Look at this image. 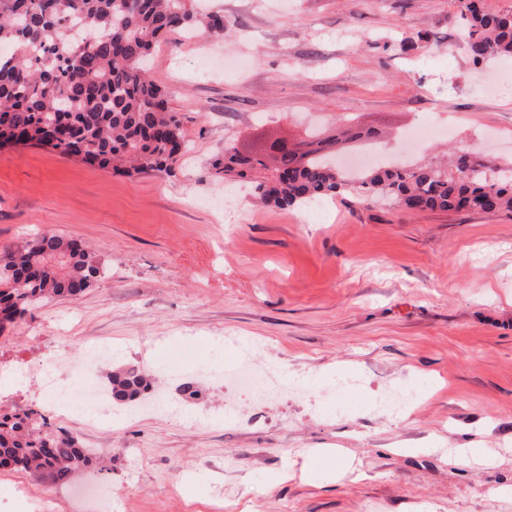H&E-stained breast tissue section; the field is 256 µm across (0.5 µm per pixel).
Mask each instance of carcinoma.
<instances>
[{"label":"carcinoma","mask_w":512,"mask_h":512,"mask_svg":"<svg viewBox=\"0 0 512 512\" xmlns=\"http://www.w3.org/2000/svg\"><path fill=\"white\" fill-rule=\"evenodd\" d=\"M193 0H0V145L47 147L116 173H169L186 148L181 122L166 93L148 75L154 47L174 27L196 35L224 33V17L200 15ZM462 45L476 66L512 58V12L485 11L480 0H458ZM332 143L303 155L278 156L266 173L258 156L224 147L212 175L247 182L264 204L294 208L347 194L360 201L390 200L409 211L469 208L512 212V163L492 160L462 171L465 148L449 164L439 159L400 166L396 161L347 173ZM103 274L78 240L37 235L0 248V315L13 325L58 298H76ZM112 396L136 401L145 375L110 377ZM94 452L70 433L28 410H0V468L46 472L56 481L91 466Z\"/></svg>","instance_id":"1"}]
</instances>
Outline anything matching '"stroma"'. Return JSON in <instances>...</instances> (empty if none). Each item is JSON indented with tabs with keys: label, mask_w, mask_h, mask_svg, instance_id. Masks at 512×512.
Listing matches in <instances>:
<instances>
[{
	"label": "stroma",
	"mask_w": 512,
	"mask_h": 512,
	"mask_svg": "<svg viewBox=\"0 0 512 512\" xmlns=\"http://www.w3.org/2000/svg\"><path fill=\"white\" fill-rule=\"evenodd\" d=\"M220 39L167 33L152 79L179 116L187 152L174 174L127 176L56 152H0V247L49 233L97 255L104 275L76 299L32 310L0 335V366L119 346L96 373L131 362L181 407L100 433L69 404L58 427L95 449L93 469L61 484L5 470V490H52L91 512H512V213L424 211L344 196L302 210L262 205L207 174L225 144L249 152L274 137L345 122L389 152L432 117L461 146L512 152V59L484 91L458 37L455 0H207ZM430 32L401 53V35ZM227 333L254 340L258 365L311 378L306 393L247 407L236 425H198L224 405L215 371L237 359ZM364 372L337 412L320 390ZM419 402L391 417L369 401L404 383ZM193 384L197 398L181 393ZM468 439L491 464L454 463ZM320 463L317 475L307 467Z\"/></svg>",
	"instance_id": "obj_1"
}]
</instances>
